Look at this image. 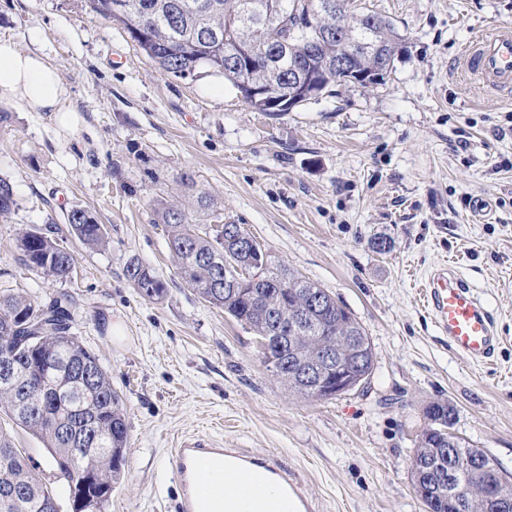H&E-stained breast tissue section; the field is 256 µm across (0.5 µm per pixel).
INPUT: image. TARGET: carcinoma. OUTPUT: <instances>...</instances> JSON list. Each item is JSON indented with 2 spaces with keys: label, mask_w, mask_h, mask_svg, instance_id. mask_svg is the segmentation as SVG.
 <instances>
[{
  "label": "carcinoma",
  "mask_w": 512,
  "mask_h": 512,
  "mask_svg": "<svg viewBox=\"0 0 512 512\" xmlns=\"http://www.w3.org/2000/svg\"><path fill=\"white\" fill-rule=\"evenodd\" d=\"M94 11L120 23L129 37L164 73L193 78L204 69L224 76L251 108L276 117L319 96L333 82L364 86L359 75L378 84L394 69L404 38L377 12L351 8V0H91ZM382 45L385 56L369 55L357 73L336 72V56L353 42ZM187 204L159 200L154 223L167 230L184 283L209 305L219 308L257 336L258 347L276 335L269 316L291 326L302 294L317 285L266 259V282L239 278L241 258L225 240L224 225L207 224L215 202L183 171L175 178ZM16 205L9 181L0 178V214ZM71 234L89 246L106 243L103 225L83 209L68 215ZM19 259L44 276L61 280L74 269L73 254L57 240L25 231L15 242ZM126 276L139 294L160 299L163 282L133 259ZM325 306L295 333L293 346L311 356L336 344V337L357 333L365 347L357 372L366 380L374 366L369 337L351 312L327 292ZM14 354L16 379L0 381V412L30 432L47 452L48 473H36L22 448L0 430V512H78L79 496L92 497L99 510L120 476L128 444L123 401L98 358L72 332L70 311L60 299L42 303L20 295L0 296V350ZM283 365L278 378L308 399H332L304 387ZM437 436L422 431L414 456L430 455ZM464 457L489 456L458 438ZM491 460V459H489ZM502 484L512 491V477L491 460Z\"/></svg>",
  "instance_id": "cac0c4a2"
}]
</instances>
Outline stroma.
<instances>
[{"instance_id": "stroma-1", "label": "stroma", "mask_w": 512, "mask_h": 512, "mask_svg": "<svg viewBox=\"0 0 512 512\" xmlns=\"http://www.w3.org/2000/svg\"><path fill=\"white\" fill-rule=\"evenodd\" d=\"M358 2L405 38L392 74L331 84L272 118L223 76L164 74L90 0H0V38L41 50L79 117L70 129L51 112L0 123V177L16 199L0 215V294L72 296V331L123 399L126 463L102 512H173L168 452L188 436L279 456L318 512H425L411 460L433 402L453 406L455 431L512 475V94L463 66L477 34L512 26V0ZM184 170L223 221L354 314L375 354L363 387L290 393L254 333L184 283L151 210L178 200ZM74 208L105 225V246L69 236ZM25 229L63 241L69 278L18 260ZM379 236L389 251L376 252ZM133 259L163 298L134 288ZM446 263L496 320L488 363L452 350L420 298V280ZM126 276L144 298L160 299L166 292L163 282L138 260L129 261L126 266Z\"/></svg>"}]
</instances>
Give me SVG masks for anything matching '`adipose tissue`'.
Returning a JSON list of instances; mask_svg holds the SVG:
<instances>
[{
	"label": "adipose tissue",
	"instance_id": "1",
	"mask_svg": "<svg viewBox=\"0 0 512 512\" xmlns=\"http://www.w3.org/2000/svg\"><path fill=\"white\" fill-rule=\"evenodd\" d=\"M0 99L25 112H56L64 117L70 112L57 67L40 51H20L8 40H0Z\"/></svg>",
	"mask_w": 512,
	"mask_h": 512
}]
</instances>
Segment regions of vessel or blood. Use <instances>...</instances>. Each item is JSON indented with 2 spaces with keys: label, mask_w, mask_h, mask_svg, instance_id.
I'll return each instance as SVG.
<instances>
[{
  "label": "vessel or blood",
  "mask_w": 512,
  "mask_h": 512,
  "mask_svg": "<svg viewBox=\"0 0 512 512\" xmlns=\"http://www.w3.org/2000/svg\"><path fill=\"white\" fill-rule=\"evenodd\" d=\"M463 61L488 87L512 91V28L478 37ZM421 288L436 328L455 351L477 363L495 356L500 337L494 317L470 286L441 270L429 275ZM168 465L177 489L175 512H236L237 491L265 480L277 484L294 512H316L315 503L302 494L297 474L273 454L257 456L192 436L170 450Z\"/></svg>",
  "instance_id": "b4317fda"
}]
</instances>
